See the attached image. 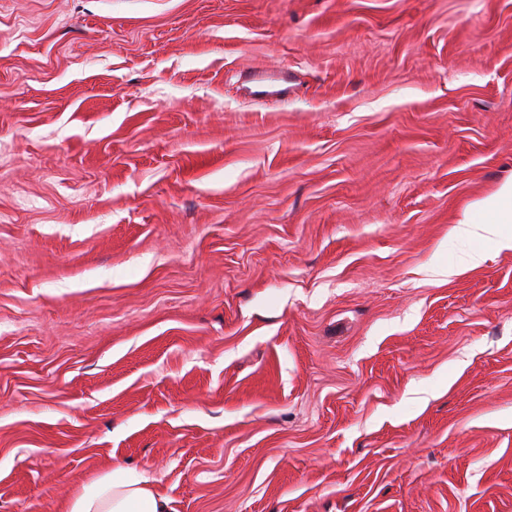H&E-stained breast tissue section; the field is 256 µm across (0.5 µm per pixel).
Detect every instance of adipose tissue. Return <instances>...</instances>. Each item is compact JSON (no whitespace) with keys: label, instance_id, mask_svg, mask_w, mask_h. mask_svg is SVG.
I'll list each match as a JSON object with an SVG mask.
<instances>
[{"label":"adipose tissue","instance_id":"adipose-tissue-1","mask_svg":"<svg viewBox=\"0 0 512 512\" xmlns=\"http://www.w3.org/2000/svg\"><path fill=\"white\" fill-rule=\"evenodd\" d=\"M451 232L462 239L485 237L498 250H512V178L471 203ZM66 512H170V499L151 487L145 473L116 468L93 480L70 501Z\"/></svg>","mask_w":512,"mask_h":512}]
</instances>
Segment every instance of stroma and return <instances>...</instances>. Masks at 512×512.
Listing matches in <instances>:
<instances>
[{"instance_id":"obj_1","label":"stroma","mask_w":512,"mask_h":512,"mask_svg":"<svg viewBox=\"0 0 512 512\" xmlns=\"http://www.w3.org/2000/svg\"><path fill=\"white\" fill-rule=\"evenodd\" d=\"M511 176L512 0H0V512H512ZM512 178L493 193L471 203L469 213L457 222L451 233L462 239L481 236L491 239L496 248L512 250ZM170 498L144 472L116 468L76 495L65 512H171Z\"/></svg>"}]
</instances>
